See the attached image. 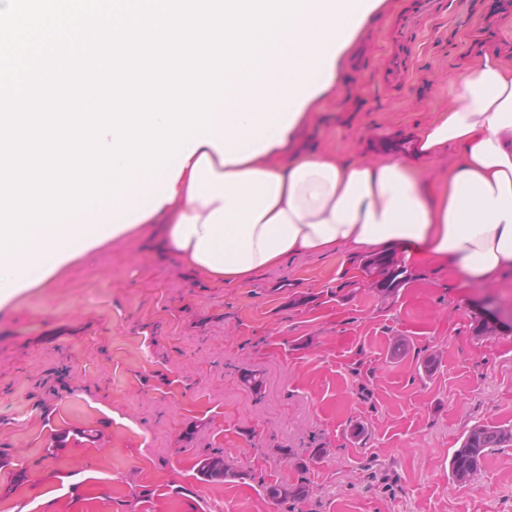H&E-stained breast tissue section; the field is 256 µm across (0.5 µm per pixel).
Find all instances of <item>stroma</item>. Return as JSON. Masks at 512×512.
<instances>
[{"label":"stroma","instance_id":"35a3bbf8","mask_svg":"<svg viewBox=\"0 0 512 512\" xmlns=\"http://www.w3.org/2000/svg\"><path fill=\"white\" fill-rule=\"evenodd\" d=\"M411 3L373 0L335 93L308 108L319 149L383 160L453 105L481 57L479 0H436L391 89L377 73ZM413 273L387 300L342 253L222 286L142 234L0 300V512H512V447L466 484L446 468L467 429L512 425V331L473 330L483 304L512 320V275L463 301L447 270ZM215 448L251 478L203 480L196 463ZM263 478L307 482L309 497L273 502Z\"/></svg>","mask_w":512,"mask_h":512}]
</instances>
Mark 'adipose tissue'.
Masks as SVG:
<instances>
[{
  "label": "adipose tissue",
  "instance_id": "obj_1",
  "mask_svg": "<svg viewBox=\"0 0 512 512\" xmlns=\"http://www.w3.org/2000/svg\"><path fill=\"white\" fill-rule=\"evenodd\" d=\"M363 12V0H309L259 63L261 78L235 80L237 94L214 113V143L147 175L121 202L35 232L22 254L0 257V299L146 224L216 285L251 281L298 255L389 248L408 263L447 267L464 291L512 271V69L496 54L462 76L454 107L417 128L408 157L371 164L295 148ZM452 147L458 162L424 180L423 168Z\"/></svg>",
  "mask_w": 512,
  "mask_h": 512
}]
</instances>
